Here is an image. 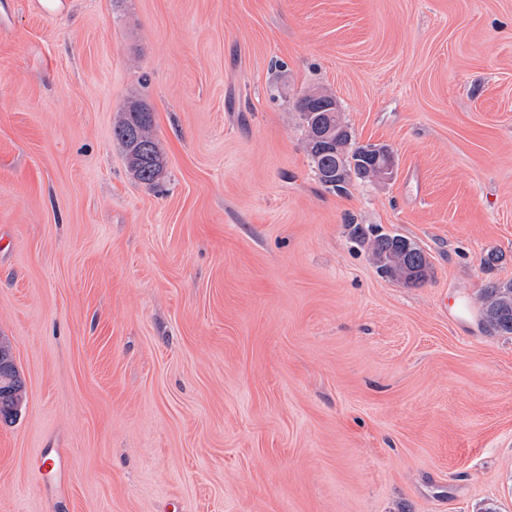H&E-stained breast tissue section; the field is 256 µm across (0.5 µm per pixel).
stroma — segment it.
<instances>
[{
	"mask_svg": "<svg viewBox=\"0 0 512 512\" xmlns=\"http://www.w3.org/2000/svg\"><path fill=\"white\" fill-rule=\"evenodd\" d=\"M42 3L0 0V512H512V335L478 311L512 282V0ZM312 88L392 181L320 184ZM124 149L129 170L141 182L154 184L160 179L165 158L153 135L151 112L139 103L130 104L113 128ZM349 228L351 235L367 246L374 263L385 276L412 284L426 278L427 259L408 238L378 233L362 224H352ZM8 380L9 385L6 387L0 386V418L7 420L12 417L16 410V402L13 396V391L19 388L20 380L14 368L9 365H0V378Z\"/></svg>",
	"mask_w": 512,
	"mask_h": 512,
	"instance_id": "obj_1",
	"label": "stroma"
}]
</instances>
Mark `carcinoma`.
<instances>
[{
	"label": "carcinoma",
	"mask_w": 512,
	"mask_h": 512,
	"mask_svg": "<svg viewBox=\"0 0 512 512\" xmlns=\"http://www.w3.org/2000/svg\"><path fill=\"white\" fill-rule=\"evenodd\" d=\"M304 129V148L318 181L329 191L347 195L354 184L375 183L385 178L388 165L395 163L384 147L353 141L336 97L314 88L300 94L295 101ZM114 136L124 149L129 170L141 182L154 184L160 179L165 158L153 135L151 112L139 103L130 104L113 128ZM353 237L366 246L382 274L415 284L427 276L428 262L411 240L382 234L360 224L349 225ZM482 321L500 335H512V283L485 289L482 296ZM9 385L0 386V418L12 417L16 410L13 391L20 380L14 368L0 365V378Z\"/></svg>",
	"instance_id": "cac0c4a2"
}]
</instances>
